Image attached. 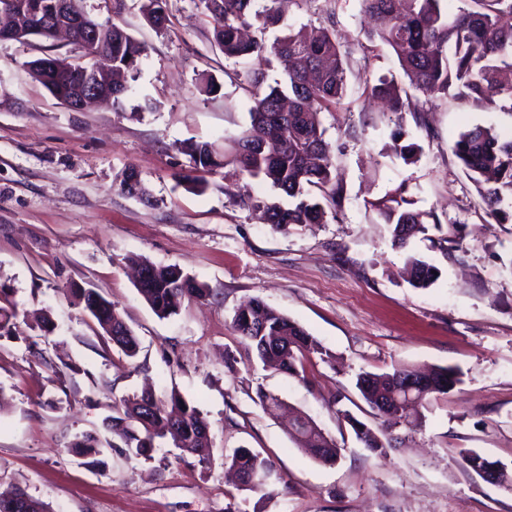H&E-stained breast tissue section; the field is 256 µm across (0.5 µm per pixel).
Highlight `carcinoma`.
Instances as JSON below:
<instances>
[{"instance_id": "carcinoma-1", "label": "carcinoma", "mask_w": 512, "mask_h": 512, "mask_svg": "<svg viewBox=\"0 0 512 512\" xmlns=\"http://www.w3.org/2000/svg\"><path fill=\"white\" fill-rule=\"evenodd\" d=\"M38 7L25 10L21 20L23 37L53 38L43 26L44 10L53 0H24ZM441 0H363L364 12L375 23L369 39H379L389 46L410 78L411 88L425 100L433 102L455 89L457 95L499 102L500 110L512 114V26L500 24V14H512V0H462L457 12L448 14L440 8ZM213 26L215 44L227 59L251 58L253 64L243 74L253 102L251 123L264 130V136L252 137L243 132L229 139L224 148V162H232L251 177H261L293 199L283 207L276 202L245 199V203L262 211V220L275 231L302 228L324 223L327 211L341 206L344 186L336 175L325 141L320 114L341 106L346 96L350 54L340 49L330 27L321 26L308 33L288 34L267 44L268 25L281 20L275 7L277 0H199ZM167 0H143L142 12L153 26L167 20ZM112 50V75L120 77L137 70L144 47L121 26L112 24V41L103 37L94 50ZM281 65L285 86L267 84L264 65L269 57ZM59 65L51 82L36 77L57 99L68 96L79 83V76L67 68V58L50 56ZM409 88V89H411ZM409 89L392 79L365 80L363 95L367 100H382L392 112H411L418 127H425L422 108L411 107ZM452 151L469 177L475 181L488 215L497 223L512 221V137L501 135L492 127L476 126L459 136ZM196 170L201 175L191 179L194 188L207 187L203 173L217 165L206 146L195 148ZM404 189L389 199L374 204L385 223L393 226V245L404 249L417 234L429 228L430 214L408 207ZM140 267L150 270L146 286L139 293L155 314L167 318L177 313L181 300L203 298L207 289L175 265H157L140 259ZM405 274L414 288L426 289L439 277L438 269L410 256ZM77 304L96 320L113 345L126 356L138 351V340L117 312L115 305L98 291L78 286L72 288ZM16 304L0 306V337L15 335ZM232 329L249 357L289 375H299L303 359L317 355L324 362L332 354L299 323L278 312L261 298H253L238 308ZM444 371L454 377L448 388L419 393L412 402L401 399L389 407L380 401L390 400L393 380L415 369L399 364L382 373L363 371L356 387L364 401L380 420L369 435L361 433L364 423L348 416L356 437L376 454L391 446V429L409 431L421 426L423 409L431 399L449 393L460 382V372L453 366H437L431 372ZM105 429L117 435L122 447L139 455H149L155 442L168 435L176 447L207 464L211 459L208 422L199 409L179 394L168 400L144 391L121 401L117 415L105 420ZM297 447L323 463H335L340 449L315 421L299 416L290 433ZM69 450L89 464L97 465L102 454L101 440L85 434L71 443ZM227 463L237 474L262 473L273 476L270 461L260 453L241 447ZM29 502L31 512H49L48 506L18 489L0 495V512H22L15 508L19 499Z\"/></svg>"}]
</instances>
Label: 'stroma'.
I'll use <instances>...</instances> for the list:
<instances>
[{
	"instance_id": "obj_1",
	"label": "stroma",
	"mask_w": 512,
	"mask_h": 512,
	"mask_svg": "<svg viewBox=\"0 0 512 512\" xmlns=\"http://www.w3.org/2000/svg\"><path fill=\"white\" fill-rule=\"evenodd\" d=\"M79 6L127 29L145 52L123 108L74 111L28 70L74 45L0 40V285L20 313L15 337L0 338V489L22 488L51 512H512V491L486 483L460 455L474 449L512 470V223L486 214L452 152L473 126L512 131V115L486 100L441 99L422 129L413 113L365 101L364 78L409 79L392 50L369 39L362 0H284L267 41L321 26L331 12L355 62L343 109L320 115L342 205L325 223L276 232L237 195L284 205L288 197L223 161L225 139L250 126L252 101L239 78L245 64L225 60L199 0H168L161 27L147 22L141 0H126L119 15L111 0ZM207 79L214 90H204ZM202 143L218 165L199 191L186 176ZM410 143L418 151L409 163L399 148ZM130 171L146 197L122 191ZM401 185L414 209L463 225L461 248L439 249L423 234L393 246L391 225L368 203ZM410 256L439 269L430 288L401 276ZM134 257L179 266L208 297L158 318L135 286ZM74 284L115 304L138 338L134 358L100 336ZM254 296L299 322L333 360L310 356L301 378L248 360L231 320ZM42 311L51 331L38 324ZM398 363L454 366L461 381L430 402L421 430H395L392 447L375 455L346 418L375 426L357 375ZM147 387L203 413L209 465L168 443L147 458L107 447L98 466L70 452L81 434L108 439L113 402ZM261 390L312 418L340 460L324 464L296 448L287 421L259 404ZM242 446L271 461L277 480L266 490L227 479L224 458Z\"/></svg>"
}]
</instances>
